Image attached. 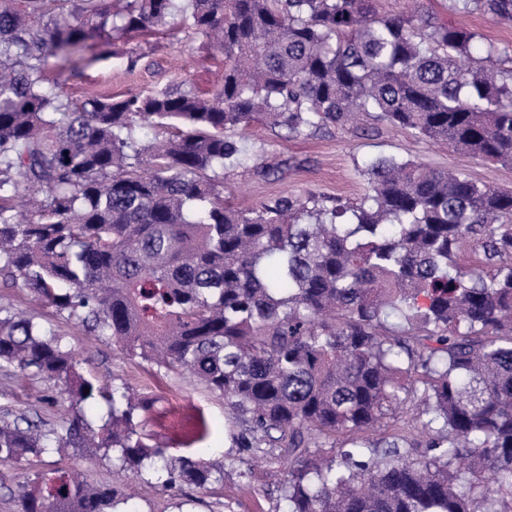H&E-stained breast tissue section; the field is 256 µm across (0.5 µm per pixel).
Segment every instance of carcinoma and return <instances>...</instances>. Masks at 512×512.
I'll use <instances>...</instances> for the list:
<instances>
[{
  "label": "carcinoma",
  "mask_w": 512,
  "mask_h": 512,
  "mask_svg": "<svg viewBox=\"0 0 512 512\" xmlns=\"http://www.w3.org/2000/svg\"><path fill=\"white\" fill-rule=\"evenodd\" d=\"M448 2L512 22V0ZM179 24L224 56L210 97L177 86L73 105L43 77L107 30ZM503 55L422 5L387 16L377 0H0V279L224 397L240 427L230 462L286 459L288 512H512V189L388 156L362 170L356 203L224 202L230 128L369 119L512 166ZM140 122L168 136L143 146ZM2 363L64 383L76 408L59 428L0 418V464L89 449L179 492L224 483V463L150 443L134 422L147 403L86 378L37 312L0 300ZM418 390L422 439L369 436ZM128 500L37 472L17 512H134L117 510Z\"/></svg>",
  "instance_id": "obj_1"
}]
</instances>
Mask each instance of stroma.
<instances>
[{
  "label": "stroma",
  "instance_id": "35a3bbf8",
  "mask_svg": "<svg viewBox=\"0 0 512 512\" xmlns=\"http://www.w3.org/2000/svg\"><path fill=\"white\" fill-rule=\"evenodd\" d=\"M424 5L439 20L475 30L512 54V27L495 17L452 13L448 0H424ZM44 75L62 78L66 96L73 102L82 100L88 91L118 97L131 89L150 93L182 81L208 97L224 81V62L190 30L165 29L149 35L98 39L90 43L83 62L76 67L61 72L51 64ZM228 137L247 159L246 164L224 172V197L234 203L271 205L283 196L311 193L322 197L327 206L339 198L354 202L367 191L362 171L368 161L390 155L433 168L460 170L488 185L512 188L510 167L448 152L410 131L382 124L372 123L358 131L331 128L297 137L281 128L256 125L243 133L229 132ZM43 323L81 353L86 376L127 384L150 401V408L137 411L135 420L145 434L166 445L168 454L189 455L202 447L208 449L210 458L220 461L232 452L235 427L225 415L222 397L188 378L157 375L150 365L126 358L111 341L87 335L54 313H47ZM70 406L71 398L62 383L36 382L0 368V418L23 412L31 419L58 424ZM199 418L205 419L208 433L196 441L188 430ZM62 466L83 471L94 483L122 489L128 483L108 462L84 454H44L39 470L49 479ZM282 470L273 457L254 461L248 477L231 471L223 485L188 489L177 498L157 479L136 487L132 505L137 512H284L286 503L279 495Z\"/></svg>",
  "mask_w": 512,
  "mask_h": 512
}]
</instances>
